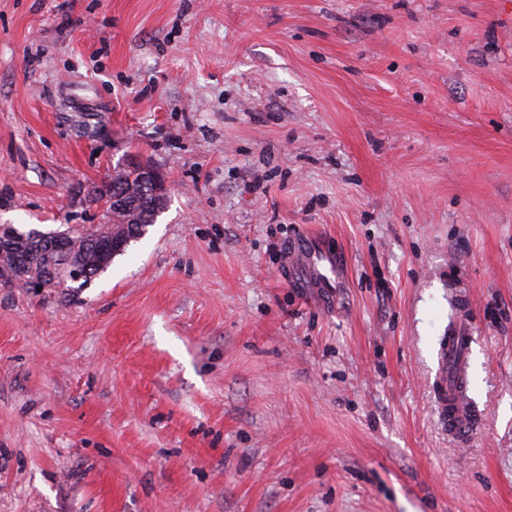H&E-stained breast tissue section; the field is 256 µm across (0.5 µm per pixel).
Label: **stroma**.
I'll list each match as a JSON object with an SVG mask.
<instances>
[{
    "mask_svg": "<svg viewBox=\"0 0 512 512\" xmlns=\"http://www.w3.org/2000/svg\"><path fill=\"white\" fill-rule=\"evenodd\" d=\"M133 160L88 288L0 281V512H512V0H0V224ZM142 171L144 177L139 180V193L144 197L150 195L157 201H164L167 186L163 174L146 164H142ZM165 205L166 200L160 207L151 206L150 201L143 200L129 211L127 224H115L114 233L112 232V234H114L113 237L117 239H131L130 242L141 238L146 228L150 226V224L155 223L156 218L161 210L164 209ZM98 226L99 224H86L87 230L82 231L84 235L90 236L89 241L93 242L98 258L103 255L112 257L125 247L126 241H113V237H107L105 232L98 230ZM472 339L470 326L458 325L448 331L437 356L435 395L440 419L448 427V433L459 440L467 439L473 433L472 416L463 403Z\"/></svg>",
    "mask_w": 512,
    "mask_h": 512,
    "instance_id": "1",
    "label": "stroma"
}]
</instances>
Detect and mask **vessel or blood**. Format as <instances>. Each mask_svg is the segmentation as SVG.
<instances>
[{"label": "vessel or blood", "mask_w": 512, "mask_h": 512, "mask_svg": "<svg viewBox=\"0 0 512 512\" xmlns=\"http://www.w3.org/2000/svg\"><path fill=\"white\" fill-rule=\"evenodd\" d=\"M471 342L470 327L456 326L449 330L437 356L435 395L440 419L449 434L461 440L473 433L472 416L463 403Z\"/></svg>", "instance_id": "vessel-or-blood-1"}]
</instances>
